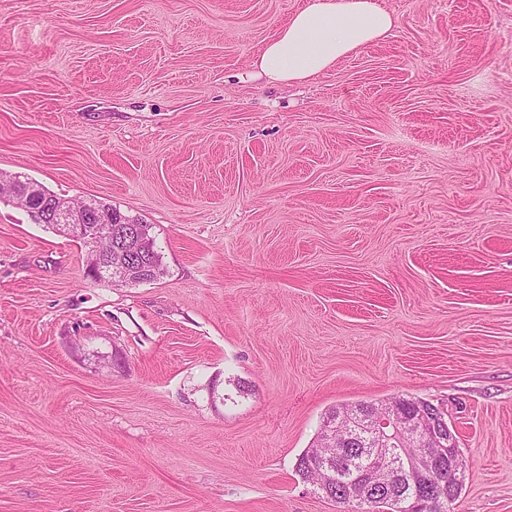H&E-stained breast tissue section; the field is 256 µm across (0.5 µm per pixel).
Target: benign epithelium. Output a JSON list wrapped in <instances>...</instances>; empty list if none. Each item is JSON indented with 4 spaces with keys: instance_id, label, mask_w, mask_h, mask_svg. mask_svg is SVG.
<instances>
[{
    "instance_id": "benign-epithelium-1",
    "label": "benign epithelium",
    "mask_w": 512,
    "mask_h": 512,
    "mask_svg": "<svg viewBox=\"0 0 512 512\" xmlns=\"http://www.w3.org/2000/svg\"><path fill=\"white\" fill-rule=\"evenodd\" d=\"M8 187L1 195L17 196L27 201L37 195L30 186L21 191L12 178L0 177V187ZM97 209L90 199L76 206L57 205L52 210L33 211V219H46L70 235L85 236L89 263L86 273L97 277L103 273L114 282L126 280L130 263L119 254L103 257L96 248L97 226L93 224ZM328 441L341 435L344 446L369 445L372 465L357 478L360 492L349 494L347 503L354 512L372 500L394 498L419 485L411 496L412 508L438 512L456 493L464 471L461 450L455 429L448 423L444 411L428 402L417 411L409 410L394 398L374 407H348L341 418H329L322 426Z\"/></svg>"
}]
</instances>
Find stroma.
<instances>
[{
  "mask_svg": "<svg viewBox=\"0 0 512 512\" xmlns=\"http://www.w3.org/2000/svg\"><path fill=\"white\" fill-rule=\"evenodd\" d=\"M306 0H0V172L150 224L119 286L0 201V512H342L325 413L438 405L454 512H512V0H379L310 81ZM393 24L376 0H309L263 47L255 66L270 81L302 83L385 39ZM145 227L149 230V238H147V241L145 242L144 249L145 252L141 254V248L137 241L132 242L130 245H128L126 248L127 250H132L133 248L137 249L138 254L140 253V256H138L137 253H129L128 256H133L136 263L134 264V277L132 279V282L128 285H137L145 282L153 281V278L150 276V268L157 269L159 276L162 274L163 271V265H162V256L161 253L158 251L156 247V242L154 236L151 234L152 227H150L149 224H143ZM138 257V258H136ZM134 261V262H135Z\"/></svg>",
  "mask_w": 512,
  "mask_h": 512,
  "instance_id": "stroma-1",
  "label": "stroma"
}]
</instances>
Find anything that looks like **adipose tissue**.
<instances>
[{
	"instance_id": "1",
	"label": "adipose tissue",
	"mask_w": 512,
	"mask_h": 512,
	"mask_svg": "<svg viewBox=\"0 0 512 512\" xmlns=\"http://www.w3.org/2000/svg\"><path fill=\"white\" fill-rule=\"evenodd\" d=\"M393 27L378 0H306L259 53L255 65L273 82L301 83L377 43Z\"/></svg>"
}]
</instances>
